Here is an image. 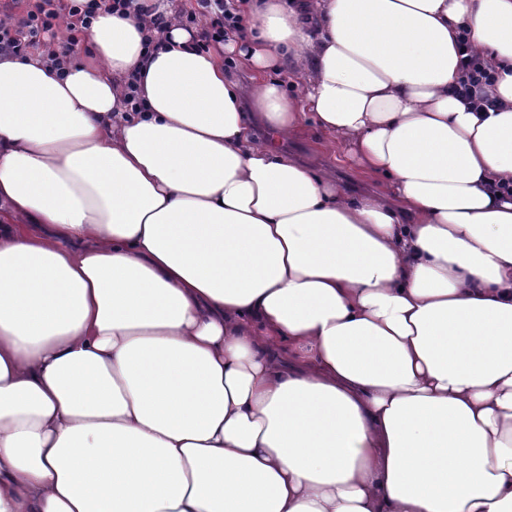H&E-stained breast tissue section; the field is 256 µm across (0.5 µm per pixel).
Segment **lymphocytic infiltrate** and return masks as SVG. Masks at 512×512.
<instances>
[{
  "instance_id": "obj_1",
  "label": "lymphocytic infiltrate",
  "mask_w": 512,
  "mask_h": 512,
  "mask_svg": "<svg viewBox=\"0 0 512 512\" xmlns=\"http://www.w3.org/2000/svg\"><path fill=\"white\" fill-rule=\"evenodd\" d=\"M19 0H0V54L21 55L37 46L58 26L61 19H69V35L57 50L52 51L55 62L72 56L82 38L90 36L92 24L103 12L121 16L147 17L149 33L145 45H152L154 37L172 24L193 25L198 29L200 49L223 43L225 36L239 31L241 17L230 0H194L189 8L174 13L155 12L145 15L142 0H35L32 7L19 9ZM461 76L459 95L477 108L492 107L488 94L494 76L490 68L476 56L467 41L460 39Z\"/></svg>"
}]
</instances>
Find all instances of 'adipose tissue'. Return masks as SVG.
<instances>
[{
    "label": "adipose tissue",
    "instance_id": "obj_1",
    "mask_svg": "<svg viewBox=\"0 0 512 512\" xmlns=\"http://www.w3.org/2000/svg\"><path fill=\"white\" fill-rule=\"evenodd\" d=\"M248 8L207 52L104 14L0 56V512H512V0ZM461 76L458 81V94L481 110L494 107V100L489 97L488 89L492 86L494 76L490 68L470 49L466 37L459 40ZM243 112L247 114L250 138L254 145L277 149L313 169L327 172L336 180V185L352 197L384 192L383 185L359 170L345 150L336 146L316 125L309 123L300 134L283 138L252 118L255 110L247 99Z\"/></svg>",
    "mask_w": 512,
    "mask_h": 512
}]
</instances>
